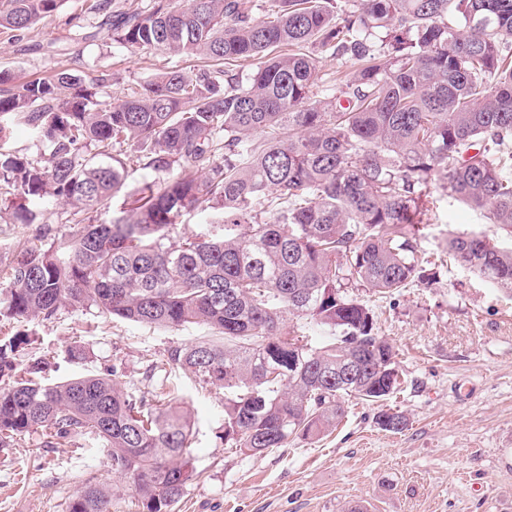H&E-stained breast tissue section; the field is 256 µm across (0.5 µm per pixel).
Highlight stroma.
<instances>
[{
	"label": "stroma",
	"mask_w": 512,
	"mask_h": 512,
	"mask_svg": "<svg viewBox=\"0 0 512 512\" xmlns=\"http://www.w3.org/2000/svg\"><path fill=\"white\" fill-rule=\"evenodd\" d=\"M92 0H61L58 9L22 32L0 29V71L13 83L60 71L89 79L108 73L107 100L117 102L170 66L190 70L195 57L165 50L132 52L112 41ZM0 210V267L40 228L70 221L59 203L15 224ZM421 247L438 270L429 285L389 297L360 292L381 336L394 346L401 386L387 401H345L332 434L316 443L295 439L249 456L225 448L224 390L202 387L166 363L170 349L208 339L202 326L160 330L112 320L92 308H64L31 330L51 353L45 376L56 382L118 368L125 386L147 374L184 398L194 420L188 453L196 473L173 512H512V296L448 256L449 232H477L512 244L440 186L429 199ZM82 342V358L66 350ZM385 408L403 412L399 433L376 423ZM118 483L107 448L82 434L45 445L40 435L0 446V512H65L85 479Z\"/></svg>",
	"instance_id": "obj_1"
}]
</instances>
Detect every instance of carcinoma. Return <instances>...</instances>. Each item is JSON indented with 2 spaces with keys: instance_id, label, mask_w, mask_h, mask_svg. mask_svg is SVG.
<instances>
[{
  "instance_id": "1",
  "label": "carcinoma",
  "mask_w": 512,
  "mask_h": 512,
  "mask_svg": "<svg viewBox=\"0 0 512 512\" xmlns=\"http://www.w3.org/2000/svg\"><path fill=\"white\" fill-rule=\"evenodd\" d=\"M60 0H0V28L29 29ZM265 13L260 20L255 13ZM112 40L205 64L178 66L111 103L110 75L59 72L10 84L0 73V133L21 115L50 147L44 162L0 150L12 222L62 202L78 222L18 247L0 269V443L91 434L142 512H171L194 478L191 414L112 376L47 383L27 326L62 308L213 338L169 351L201 386L224 388V447L262 455L316 443L347 398L382 401L400 386L393 346L353 287L390 295L434 278L420 256L440 182L512 237V0H153L112 15ZM350 66L313 95L318 63ZM96 143L108 161L84 158ZM155 172L136 206L98 223L132 159ZM205 217L206 233L174 234ZM462 266L512 295V247L448 233ZM326 331L320 346L286 317ZM401 432L408 419L377 418ZM116 486L88 481L67 512H111Z\"/></svg>"
}]
</instances>
